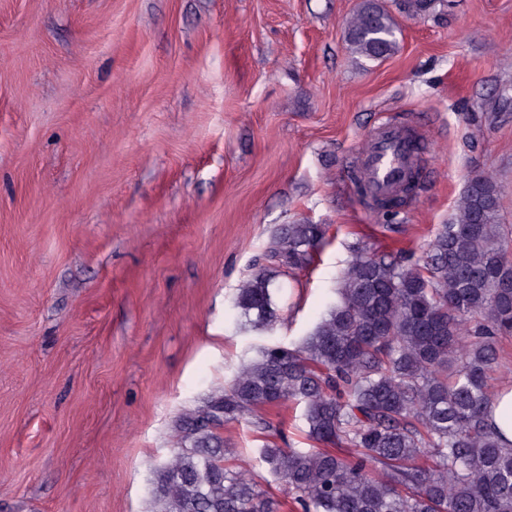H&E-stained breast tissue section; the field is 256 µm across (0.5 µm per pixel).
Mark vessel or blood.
Wrapping results in <instances>:
<instances>
[{
	"label": "vessel or blood",
	"mask_w": 512,
	"mask_h": 512,
	"mask_svg": "<svg viewBox=\"0 0 512 512\" xmlns=\"http://www.w3.org/2000/svg\"><path fill=\"white\" fill-rule=\"evenodd\" d=\"M419 157L420 143L413 132L390 122L380 124L359 153L365 193L381 200L395 196Z\"/></svg>",
	"instance_id": "obj_1"
}]
</instances>
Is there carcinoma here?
<instances>
[{
    "label": "carcinoma",
    "instance_id": "carcinoma-1",
    "mask_svg": "<svg viewBox=\"0 0 512 512\" xmlns=\"http://www.w3.org/2000/svg\"><path fill=\"white\" fill-rule=\"evenodd\" d=\"M444 0H362L350 52L377 61L399 47L395 13L436 14ZM323 224H286L266 265L236 289L253 326L278 320L271 273L308 269ZM336 299L301 342L263 345L221 393L177 420V448L160 470V512H280L281 502L226 464L224 425L257 409L303 405L308 437L359 451L356 461L309 448L257 449L302 512H512V447L484 422L496 337L512 335V226L501 223L496 178H468L453 216L423 260L349 247Z\"/></svg>",
    "mask_w": 512,
    "mask_h": 512
}]
</instances>
